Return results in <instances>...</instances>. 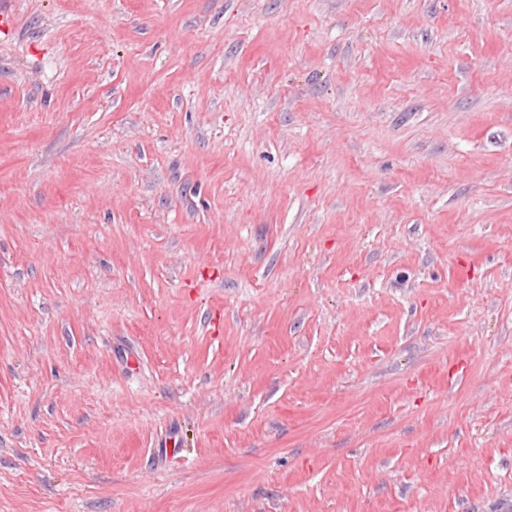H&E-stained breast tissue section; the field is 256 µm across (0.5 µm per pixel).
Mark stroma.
Returning <instances> with one entry per match:
<instances>
[{"label": "stroma", "instance_id": "stroma-1", "mask_svg": "<svg viewBox=\"0 0 512 512\" xmlns=\"http://www.w3.org/2000/svg\"><path fill=\"white\" fill-rule=\"evenodd\" d=\"M0 512H512V0H8Z\"/></svg>", "mask_w": 512, "mask_h": 512}]
</instances>
